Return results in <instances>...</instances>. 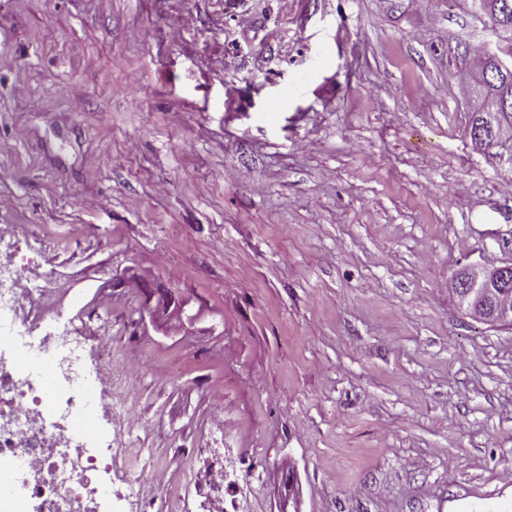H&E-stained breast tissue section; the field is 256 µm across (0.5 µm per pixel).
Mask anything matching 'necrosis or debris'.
Listing matches in <instances>:
<instances>
[{"instance_id": "obj_1", "label": "necrosis or debris", "mask_w": 512, "mask_h": 512, "mask_svg": "<svg viewBox=\"0 0 512 512\" xmlns=\"http://www.w3.org/2000/svg\"><path fill=\"white\" fill-rule=\"evenodd\" d=\"M10 284L14 319L11 331L30 336L33 355H18L15 363L0 364V404L9 413L8 427H0V456L18 460L33 476L32 496L45 512H92L95 501L112 493L101 474L112 465L85 448L79 420L89 402H70L65 413L52 417L51 403L61 387L83 394L106 390L112 367L85 366L87 342L70 325L55 324L43 310L46 292L31 287L24 269H5ZM217 463L205 460L193 467L191 485L203 512H244L235 491L213 488Z\"/></svg>"}]
</instances>
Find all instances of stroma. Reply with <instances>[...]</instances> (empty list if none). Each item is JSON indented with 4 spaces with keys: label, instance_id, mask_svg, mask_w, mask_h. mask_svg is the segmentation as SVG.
Wrapping results in <instances>:
<instances>
[{
    "label": "stroma",
    "instance_id": "stroma-1",
    "mask_svg": "<svg viewBox=\"0 0 512 512\" xmlns=\"http://www.w3.org/2000/svg\"><path fill=\"white\" fill-rule=\"evenodd\" d=\"M467 46L512 65L479 0H0V224L114 366L99 512H198L151 480L186 448L253 512H512V326L452 291L512 262ZM125 267L199 318L141 325Z\"/></svg>",
    "mask_w": 512,
    "mask_h": 512
}]
</instances>
